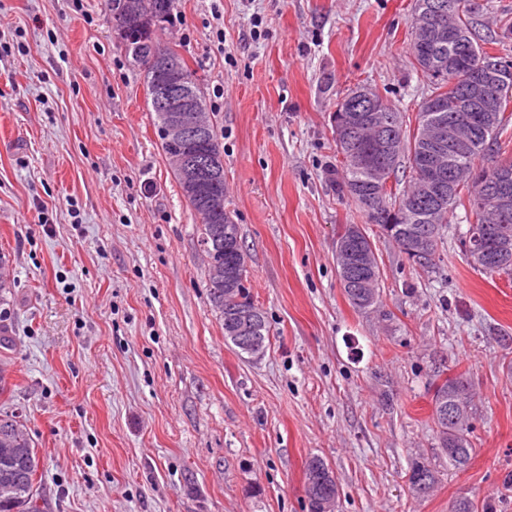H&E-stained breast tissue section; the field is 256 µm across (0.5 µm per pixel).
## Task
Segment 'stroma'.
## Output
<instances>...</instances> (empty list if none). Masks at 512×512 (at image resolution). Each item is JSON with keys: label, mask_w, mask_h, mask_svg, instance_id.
Here are the masks:
<instances>
[{"label": "stroma", "mask_w": 512, "mask_h": 512, "mask_svg": "<svg viewBox=\"0 0 512 512\" xmlns=\"http://www.w3.org/2000/svg\"><path fill=\"white\" fill-rule=\"evenodd\" d=\"M413 0H174L167 41L200 79L261 357L224 339L199 220L161 149L144 79L104 0H0V368L43 466L46 512H308L304 466L336 512H512V280L446 225L420 267L339 197L332 117L358 83L415 117ZM365 226L377 306L354 309L336 237ZM474 393L453 467L431 420L437 372ZM438 473L414 495L416 458ZM314 465L322 467L323 469H327L334 472L333 469L320 457L313 456L306 463L305 475H306V495L308 499V509L310 512H334L335 504L332 501L319 503L320 500H333L336 501L338 497V485L337 481L334 480H326L330 477V474L324 472L321 469H313L310 473V478L308 476L309 470L313 468ZM308 479L309 484H308ZM327 481L326 483H323ZM322 483V484H321ZM320 484V485H318ZM316 485V487L310 486ZM319 504V510H318Z\"/></svg>", "instance_id": "1"}]
</instances>
